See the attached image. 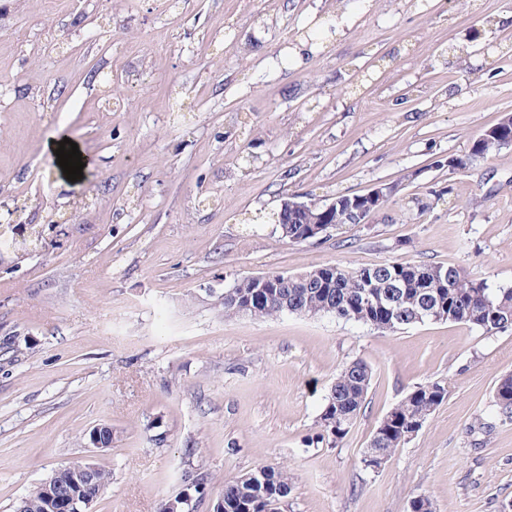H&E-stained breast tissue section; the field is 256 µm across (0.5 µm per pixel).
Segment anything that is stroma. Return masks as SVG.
Instances as JSON below:
<instances>
[{
    "label": "stroma",
    "mask_w": 512,
    "mask_h": 512,
    "mask_svg": "<svg viewBox=\"0 0 512 512\" xmlns=\"http://www.w3.org/2000/svg\"><path fill=\"white\" fill-rule=\"evenodd\" d=\"M345 3L357 19L338 38L336 0H0V512L77 459L111 474L93 512H158L187 460L208 481L198 512L261 465L292 474L287 512L512 501V422L491 406L512 329L219 310L242 277L331 264H449L512 286V147L437 165L512 113V26L495 24L512 0ZM64 137L86 161L74 182L45 150ZM390 182L401 191L366 223L281 240L284 198ZM355 359L372 370L364 408L319 443ZM430 381L443 404L365 468L380 421ZM98 424L110 448L88 447Z\"/></svg>",
    "instance_id": "stroma-1"
}]
</instances>
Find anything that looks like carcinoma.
<instances>
[{
    "mask_svg": "<svg viewBox=\"0 0 512 512\" xmlns=\"http://www.w3.org/2000/svg\"><path fill=\"white\" fill-rule=\"evenodd\" d=\"M501 148L500 139L479 135L470 147L468 160L484 158ZM306 215L288 217L279 225L281 238L292 243L305 233ZM388 269L401 283L397 289L407 310L428 300L445 315L448 322H458L494 334L512 328V287L492 288L483 279H475L453 265H427L388 262L370 267L349 268L326 265L304 276L285 278L268 275L266 287L241 279L224 290L221 301L224 317L248 314L266 319L283 314L317 317L333 314L338 318L368 325L379 332H393L401 327L378 303L365 304L361 292L366 284L380 299L387 292L385 280L378 277ZM372 372L366 362H349L336 377L320 414L321 432L316 440L338 443L348 434L361 413ZM447 395L445 384L436 381L413 387L388 413L384 426L376 427L365 453L389 457L423 428L428 418ZM493 407L503 420L512 421V374L502 376L495 389ZM292 491L285 467L262 465L255 470L224 482V505L214 512H283ZM15 509L22 512H48L43 484L22 497Z\"/></svg>",
    "mask_w": 512,
    "mask_h": 512,
    "instance_id": "cac0c4a2",
    "label": "carcinoma"
}]
</instances>
